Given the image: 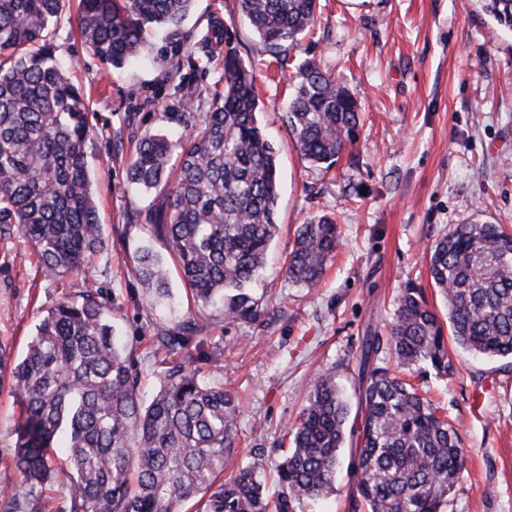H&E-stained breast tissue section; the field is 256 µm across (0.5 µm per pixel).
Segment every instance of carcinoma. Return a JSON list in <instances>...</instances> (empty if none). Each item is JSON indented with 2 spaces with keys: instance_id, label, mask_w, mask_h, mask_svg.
<instances>
[{
  "instance_id": "obj_1",
  "label": "carcinoma",
  "mask_w": 512,
  "mask_h": 512,
  "mask_svg": "<svg viewBox=\"0 0 512 512\" xmlns=\"http://www.w3.org/2000/svg\"><path fill=\"white\" fill-rule=\"evenodd\" d=\"M266 50L287 58L314 23L318 0H238ZM512 35V0H482ZM193 0H80L82 42L115 69L144 58L149 29L181 25ZM66 0H0V237L17 230L45 272L88 276L105 240L91 189L89 102L52 47ZM285 121L302 157L330 170L356 140L360 109L336 76L314 60L295 75ZM253 71L224 56V90L195 112L177 143L156 134L139 144L130 181L155 192L163 217L152 225L176 260L195 301L230 321L255 322L249 286L278 233V153L259 123ZM340 244L327 215L300 225L286 277L312 288ZM427 271L448 308V325L423 290L398 295L389 334H368L361 356L364 420L349 470V512H441L465 469L461 430L398 370L456 368L448 339L488 358L512 359V231L501 224L449 227L426 251ZM135 276L146 299L169 297V267L145 250ZM206 319L157 328L168 352L149 403L139 394L133 353L120 344L98 289L82 288L47 310L21 360L0 345V381L22 417L15 428L20 483L0 488L9 512H43V489L63 472L65 512H296L334 491L347 438L348 402L336 374L311 382L291 426V448L275 496L264 492L255 457L217 483L236 448L238 408L185 353ZM450 336H445V331ZM65 458L54 464L58 450Z\"/></svg>"
}]
</instances>
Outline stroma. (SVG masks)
<instances>
[{
	"label": "stroma",
	"mask_w": 512,
	"mask_h": 512,
	"mask_svg": "<svg viewBox=\"0 0 512 512\" xmlns=\"http://www.w3.org/2000/svg\"><path fill=\"white\" fill-rule=\"evenodd\" d=\"M68 8L53 38L70 60L72 82L91 99L87 144L92 190L106 245L90 279L47 277L21 233L0 240V342L21 357L46 311L91 285L102 293L117 336L132 349L141 392L159 386L166 352L158 324L199 318L202 308L172 277L174 300L150 307L134 270L143 247L166 254L149 232L160 220L152 195L128 181L143 138L177 139L184 112L206 111L232 49L256 74L259 119L279 152V233L252 294L256 322L211 315L195 366L223 382L238 405L232 475L254 455L276 492L275 471L289 446L312 376L332 370L361 424L359 361L366 334L387 332L395 298L420 285L438 315L444 300L429 280L426 250L454 224L512 229V35L500 31L479 0H319L316 23L279 66L243 17L238 0H194L177 32L148 35L149 60L121 70L97 59L72 34ZM220 19L228 44L206 40ZM318 59L357 99L362 126L330 171L312 168L285 122L292 78ZM336 216L342 244L312 288L284 274L299 225ZM450 378L408 374L420 392L460 423L470 453L451 507L444 512H512V360L466 353L449 344ZM19 407L0 388V486L15 484Z\"/></svg>",
	"instance_id": "1"
}]
</instances>
